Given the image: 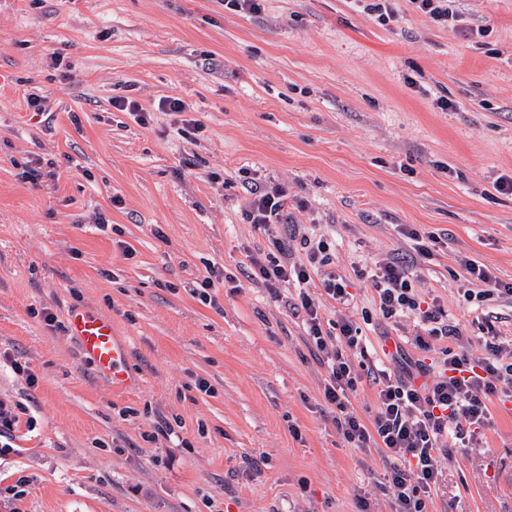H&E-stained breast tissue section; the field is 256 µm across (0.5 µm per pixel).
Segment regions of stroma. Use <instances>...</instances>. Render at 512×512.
Masks as SVG:
<instances>
[{
	"label": "stroma",
	"mask_w": 512,
	"mask_h": 512,
	"mask_svg": "<svg viewBox=\"0 0 512 512\" xmlns=\"http://www.w3.org/2000/svg\"><path fill=\"white\" fill-rule=\"evenodd\" d=\"M370 2L0 0V401L17 417L0 512H393L385 463L344 442L323 399L295 288L275 298L244 274L269 250L247 182L285 188L292 220L330 243L351 313L371 317L369 363L438 355L414 317L382 318L363 273L409 250L405 224L441 237L415 289L457 350L484 357L489 322L512 346V298L466 302L457 263L512 281V195L493 188L512 176V0H455L470 37L407 0L379 22ZM166 98L190 104L194 137ZM74 308L111 318L135 387L81 358ZM500 405L442 460L428 512H512Z\"/></svg>",
	"instance_id": "stroma-1"
}]
</instances>
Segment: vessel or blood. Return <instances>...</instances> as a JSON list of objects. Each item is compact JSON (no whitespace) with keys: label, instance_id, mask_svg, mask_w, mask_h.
I'll list each match as a JSON object with an SVG mask.
<instances>
[{"label":"vessel or blood","instance_id":"1","mask_svg":"<svg viewBox=\"0 0 512 512\" xmlns=\"http://www.w3.org/2000/svg\"><path fill=\"white\" fill-rule=\"evenodd\" d=\"M68 329L76 338L83 358L92 364L98 375L117 387L131 385L128 349L114 336L109 317L74 309L68 316Z\"/></svg>","mask_w":512,"mask_h":512}]
</instances>
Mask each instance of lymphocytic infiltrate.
<instances>
[{"label":"lymphocytic infiltrate","instance_id":"lymphocytic-infiltrate-1","mask_svg":"<svg viewBox=\"0 0 512 512\" xmlns=\"http://www.w3.org/2000/svg\"><path fill=\"white\" fill-rule=\"evenodd\" d=\"M245 219L263 230L272 247L265 257L254 258L248 270L251 280L262 283L272 296H279L285 285L299 287L289 306L294 315L304 318L316 357L328 374L324 386L325 402L337 410L336 426L344 440L354 448L381 449L391 462L385 479L393 490L394 512H428L427 501L440 477V456L449 444L468 445L487 420L489 398L512 395V348L502 345L497 336H486V355L473 361L466 353L454 351L450 343L458 331L444 321L440 307L421 306L413 288L416 260L430 256L439 236L415 227L404 228L412 243L413 258H394L371 267L369 280L385 320L403 315L415 316L420 323L416 342L429 348L431 341L447 340L437 370L420 366L416 371L394 375L366 366L356 368L349 351H363L362 329L353 316L341 315L335 322V346H328L319 309L309 291L320 282L324 292L341 307H348L350 294L342 276L332 267L326 241L306 235L294 224L288 211L285 189L267 190L260 183L250 186ZM303 261H295L296 251ZM459 266L476 291H467L469 302L512 297V282L494 276L485 266L462 256ZM375 390L377 408L370 419H362L348 407L349 392L361 381Z\"/></svg>","mask_w":512,"mask_h":512}]
</instances>
